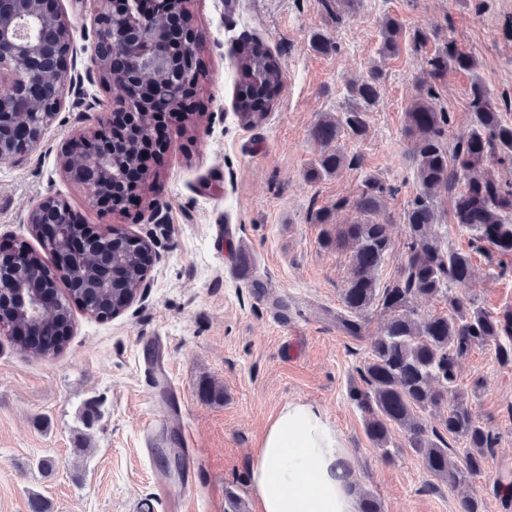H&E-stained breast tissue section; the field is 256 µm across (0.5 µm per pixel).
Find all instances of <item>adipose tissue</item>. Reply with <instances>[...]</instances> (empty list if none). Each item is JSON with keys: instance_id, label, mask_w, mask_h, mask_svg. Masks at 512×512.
Wrapping results in <instances>:
<instances>
[{"instance_id": "obj_1", "label": "adipose tissue", "mask_w": 512, "mask_h": 512, "mask_svg": "<svg viewBox=\"0 0 512 512\" xmlns=\"http://www.w3.org/2000/svg\"><path fill=\"white\" fill-rule=\"evenodd\" d=\"M251 484L261 512H358L347 451L312 403L280 409L256 450Z\"/></svg>"}]
</instances>
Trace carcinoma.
<instances>
[{
	"label": "carcinoma",
	"instance_id": "1",
	"mask_svg": "<svg viewBox=\"0 0 512 512\" xmlns=\"http://www.w3.org/2000/svg\"><path fill=\"white\" fill-rule=\"evenodd\" d=\"M184 0H153V8L169 10L191 21ZM403 37L398 22L383 20L379 53L396 54ZM238 72L236 110L242 124H255L271 107L282 85L278 61L256 42L242 44L235 53ZM434 75L455 68L472 71L475 56L448 39V46L429 61ZM353 82L349 92L356 100H375L376 82ZM152 95L165 102L168 110L184 111L185 94L170 81L157 82ZM470 123L445 147V126L450 114L439 109L433 89L422 90L406 112L405 133L411 138L419 193L404 215L408 236L397 275L383 288L377 287L375 271L393 257L395 246L388 222L377 219L382 197L390 192L380 179L368 176L354 200L341 199L336 208L352 206L366 215V221L329 227L331 212L318 210L314 220L325 224L322 247L341 249L351 245L350 277L342 293L344 313L336 323L348 335L360 336L363 318L373 307L386 320L372 342L368 359L358 369L361 385L349 388L350 400L365 416V432L380 459L392 458L390 431L403 432L408 447L418 455L428 472L452 489L462 490L468 480L483 474L497 436L476 419L458 394L461 360L474 347H494L495 358L512 366V310L503 314L486 311L456 288L472 277L470 256L449 245L439 233L437 199L448 195L450 221L471 233L472 245L492 259L512 254V182L501 181L494 167L512 168V121L503 117L502 107L478 82L471 85L468 102ZM362 113L352 108L336 117L321 119L311 137L320 146L312 179L341 173L351 161L331 144L348 132L365 135ZM153 113L143 117L136 131L112 134L115 157L136 166L145 144L152 140ZM112 271L119 278L110 288H71V301L63 302L56 317L70 320V302L90 312L121 310L135 296L146 276L145 254L139 247L112 246ZM442 296L448 300L447 316H422L415 308L419 297ZM14 340L27 346L24 332L33 327L32 318L20 307L4 305L0 310ZM448 405L442 420L444 432L428 430L419 413Z\"/></svg>",
	"mask_w": 512,
	"mask_h": 512
}]
</instances>
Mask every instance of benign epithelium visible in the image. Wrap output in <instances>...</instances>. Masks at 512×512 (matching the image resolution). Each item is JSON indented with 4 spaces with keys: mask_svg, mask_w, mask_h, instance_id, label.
Listing matches in <instances>:
<instances>
[{
    "mask_svg": "<svg viewBox=\"0 0 512 512\" xmlns=\"http://www.w3.org/2000/svg\"><path fill=\"white\" fill-rule=\"evenodd\" d=\"M125 11L130 24L146 34L164 31L171 26L167 15L145 9L140 0H126ZM112 0H98L93 19L91 52L88 57L86 75L98 78L107 88H112V72L123 69L129 72L133 83L144 88L150 82L160 62L158 51L132 55L128 47L119 42L112 26ZM55 28L60 36L55 54L51 57L40 54L39 32L47 27ZM73 33L62 9V0H0V160L17 162L33 151L42 134L51 125L55 116L70 96L81 94L82 77L74 74ZM29 92L27 108H20L16 100L19 93ZM117 111L124 112L129 121L136 123L147 111L163 108L157 101L145 97L131 98L125 88L117 89L114 98ZM24 115L30 122L31 134L22 141L6 139L4 133L11 119ZM83 126L65 144L61 154L63 178L82 188L89 201L98 209L112 211L113 178L128 179V168L117 175L109 142L112 119L101 120L87 112L81 113ZM99 142L93 153L84 151V145ZM60 200L46 197L34 205L28 215V224L43 243L59 237L62 223L57 220ZM101 240L118 241L130 245L143 243V239L132 235L123 224H110L92 234L86 227L71 226L68 248L53 254L52 265L44 263L33 266L32 251L24 243L7 250H0V298L15 296L40 323L46 334L59 332L52 319L56 288L78 287V280L85 275L88 266L106 267L102 287H112V261L110 254L101 251L97 243ZM35 271L36 287L44 289V296H25L27 284L1 274V270Z\"/></svg>",
    "mask_w": 512,
    "mask_h": 512,
    "instance_id": "obj_1",
    "label": "benign epithelium"
}]
</instances>
